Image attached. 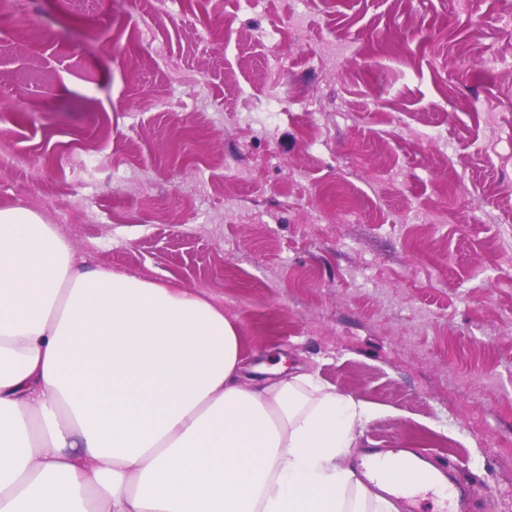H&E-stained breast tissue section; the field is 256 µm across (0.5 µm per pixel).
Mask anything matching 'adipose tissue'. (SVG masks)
<instances>
[{
    "label": "adipose tissue",
    "instance_id": "adipose-tissue-1",
    "mask_svg": "<svg viewBox=\"0 0 512 512\" xmlns=\"http://www.w3.org/2000/svg\"><path fill=\"white\" fill-rule=\"evenodd\" d=\"M248 371L221 305L0 209V512H390L345 495L366 404Z\"/></svg>",
    "mask_w": 512,
    "mask_h": 512
}]
</instances>
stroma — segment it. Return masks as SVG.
<instances>
[{
    "label": "stroma",
    "instance_id": "stroma-1",
    "mask_svg": "<svg viewBox=\"0 0 512 512\" xmlns=\"http://www.w3.org/2000/svg\"><path fill=\"white\" fill-rule=\"evenodd\" d=\"M15 206L512 512V0H6Z\"/></svg>",
    "mask_w": 512,
    "mask_h": 512
}]
</instances>
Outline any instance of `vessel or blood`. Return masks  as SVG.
Masks as SVG:
<instances>
[{
    "mask_svg": "<svg viewBox=\"0 0 512 512\" xmlns=\"http://www.w3.org/2000/svg\"><path fill=\"white\" fill-rule=\"evenodd\" d=\"M393 460L377 454H370L363 468V477L369 483L390 479L393 489L403 502L406 512H422L420 495L445 487L451 494V512H476L478 491L474 485L458 476L454 467L444 462L430 463L423 470L414 469L400 475H393Z\"/></svg>",
    "mask_w": 512,
    "mask_h": 512,
    "instance_id": "b4317fda",
    "label": "vessel or blood"
}]
</instances>
